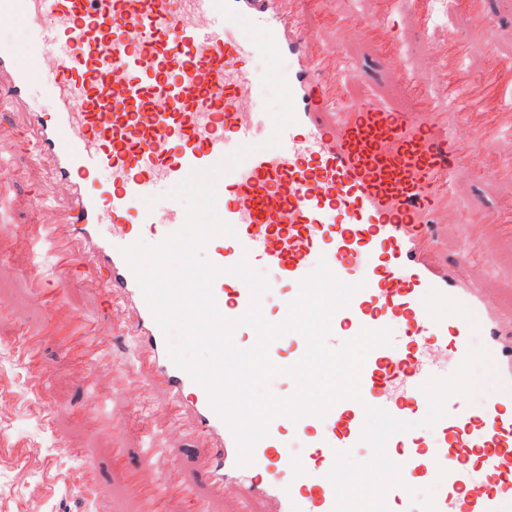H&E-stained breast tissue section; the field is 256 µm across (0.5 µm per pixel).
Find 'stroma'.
I'll use <instances>...</instances> for the list:
<instances>
[{"label": "stroma", "instance_id": "obj_1", "mask_svg": "<svg viewBox=\"0 0 512 512\" xmlns=\"http://www.w3.org/2000/svg\"><path fill=\"white\" fill-rule=\"evenodd\" d=\"M315 30L313 51L324 55L343 47L355 73L370 75L376 96L400 108L409 101L398 79L410 74L432 98L446 106L448 123L457 140H471L459 108L448 98L449 77L433 53L449 43L470 45L461 67L479 78L495 64L512 66V0H485L484 11L494 24L490 43L475 42L468 25V0H329L332 13L349 16L351 27L337 34L316 13L311 0H297ZM387 14L384 28L370 29L366 21ZM501 138L481 151L488 176L460 170L455 188L462 199L479 200L500 218L512 217V177L500 169L512 148V111L502 116ZM27 123L25 112L0 110V159L8 164L0 172V512H141L135 496L125 488L112 467V451H125L126 469L151 480L178 468L184 482L207 500L210 512H237L244 490L212 489L194 463L195 443L167 423L163 394L150 406H141L140 393L128 384L137 374L134 340H125L124 364L99 362L96 386L86 385V371L68 360L64 347L48 340L37 365L22 359V333L43 327L49 318L65 323L76 314H104L99 276L90 269L69 275L70 285L58 293L56 311H49L30 272L33 253L23 240L26 225L57 219L58 208H34L36 197H53L50 172L30 162L16 136ZM491 263L465 272L497 305L512 311V236L484 230ZM101 477L95 488L80 484L87 467Z\"/></svg>", "mask_w": 512, "mask_h": 512}]
</instances>
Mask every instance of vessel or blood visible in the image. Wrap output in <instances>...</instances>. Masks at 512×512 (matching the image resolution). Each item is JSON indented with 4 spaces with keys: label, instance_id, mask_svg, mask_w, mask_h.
I'll return each instance as SVG.
<instances>
[{
    "label": "vessel or blood",
    "instance_id": "1",
    "mask_svg": "<svg viewBox=\"0 0 512 512\" xmlns=\"http://www.w3.org/2000/svg\"><path fill=\"white\" fill-rule=\"evenodd\" d=\"M231 4L293 61L285 77L295 122L276 148L263 146L271 113L250 100L262 80L253 67L259 51L225 36L215 0H0V20L25 15L32 32L25 70L15 65L17 47L0 41V103L26 110L23 136L33 160L51 171L62 204L57 223L33 225V232L51 242L58 269L98 270L113 328L140 343L148 367L141 389L165 393L167 409L198 442L197 467L207 482L244 486L276 512H334L328 474L336 452L365 447L366 407L413 421L428 405L423 384L458 369L473 333H481L497 392L477 410L464 394H452L430 432L391 436L386 446L403 483L386 492L385 504L389 512H512V317L459 275L487 259L482 240L466 247L454 270L428 263L440 216L461 211L472 224L485 212L477 202L464 206L453 185L479 146L493 141L495 122L484 123L465 149L445 112L418 89L408 110L369 96L347 99L342 52L312 62L310 30L293 0ZM38 80L53 88V111H40L30 97ZM243 145L255 153L217 184V213L236 235L205 247L224 270L213 283L219 312L237 318L248 308V287L225 272L240 259L274 271L272 323L285 318L300 281L322 260L339 280L360 286L334 313L329 345L365 329L392 331L391 345L367 356L361 400H340L322 418H275L246 466L238 465L236 440L205 388L173 362L123 255L139 237L159 244L178 230L185 211L168 191ZM162 194L163 207L146 206L147 197ZM103 224L111 225L110 236L100 235ZM305 349L292 332L271 344L269 357L289 367ZM297 436L308 451L293 457L288 444ZM424 481L439 494L413 500L408 486Z\"/></svg>",
    "mask_w": 512,
    "mask_h": 512
}]
</instances>
